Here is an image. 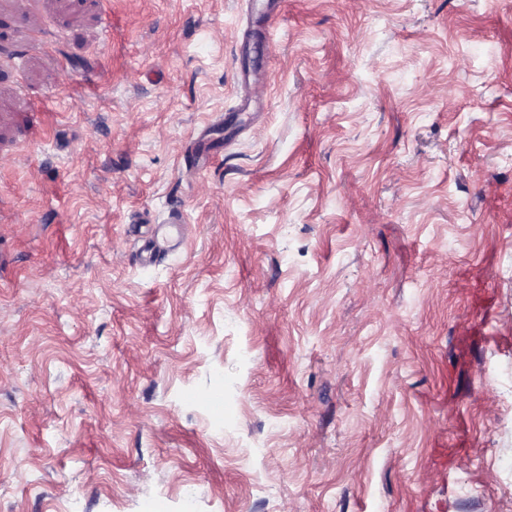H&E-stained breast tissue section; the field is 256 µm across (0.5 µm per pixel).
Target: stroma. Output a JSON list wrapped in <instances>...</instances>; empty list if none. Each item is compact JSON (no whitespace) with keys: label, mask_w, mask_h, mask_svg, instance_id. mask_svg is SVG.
<instances>
[{"label":"stroma","mask_w":512,"mask_h":512,"mask_svg":"<svg viewBox=\"0 0 512 512\" xmlns=\"http://www.w3.org/2000/svg\"><path fill=\"white\" fill-rule=\"evenodd\" d=\"M0 512H512V0H0Z\"/></svg>","instance_id":"obj_1"}]
</instances>
